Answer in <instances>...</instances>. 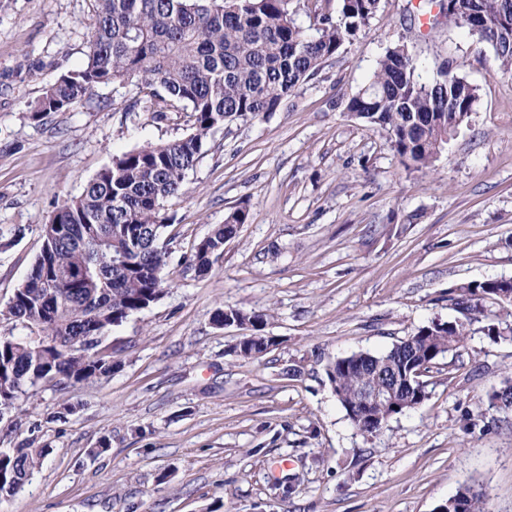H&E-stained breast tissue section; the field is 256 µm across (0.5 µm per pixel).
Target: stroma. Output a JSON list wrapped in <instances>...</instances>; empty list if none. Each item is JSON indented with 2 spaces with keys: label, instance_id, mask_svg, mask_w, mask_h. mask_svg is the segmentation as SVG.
Here are the masks:
<instances>
[{
  "label": "stroma",
  "instance_id": "obj_1",
  "mask_svg": "<svg viewBox=\"0 0 512 512\" xmlns=\"http://www.w3.org/2000/svg\"><path fill=\"white\" fill-rule=\"evenodd\" d=\"M92 0H0V305L39 255L58 201L114 155L182 135L185 112L146 111L134 86L42 121L29 107L85 59ZM406 44L431 80L448 60L479 89L433 168L405 170L349 96ZM170 199L163 298L113 327L109 377L43 385L0 449L42 455L0 512H436L464 485L512 512V413L489 396L512 375V339L474 323L426 376L427 399L358 432L325 368L448 321L455 286L512 278V76L491 49L411 0H380L369 26L274 112L214 132ZM249 218L208 274L185 271L225 215ZM264 312L278 344L258 361L217 309ZM73 412H66V405Z\"/></svg>",
  "mask_w": 512,
  "mask_h": 512
}]
</instances>
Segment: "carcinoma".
<instances>
[{"label":"carcinoma","mask_w":512,"mask_h":512,"mask_svg":"<svg viewBox=\"0 0 512 512\" xmlns=\"http://www.w3.org/2000/svg\"><path fill=\"white\" fill-rule=\"evenodd\" d=\"M95 24L86 38L84 63L61 74L31 105L42 119L92 100L97 88L134 84L148 90L152 112H188L192 124L182 137L112 157L83 193L64 200L42 226L40 255L0 316L21 331L0 336V415L21 409L22 398L51 378L59 383L98 380L112 373V356L79 348L97 341L129 316L165 294L169 251L160 243L171 226L166 203L184 193V178L205 153L216 129L276 111L324 60L355 39L376 15L379 0H339V15L316 10L309 29L297 25L292 0H93ZM433 0L420 10L431 13ZM445 18L488 44L498 72L512 74V0H438ZM495 29L491 39L462 19L472 12ZM408 47L388 49L348 111L387 132L391 150L405 169L434 166L453 134L468 122L478 88L446 65L433 81L421 82ZM244 207L194 247L186 269L208 273L224 244L246 223ZM56 271L73 272L56 283ZM459 316L431 321L383 353H353L335 359L326 375L336 400L360 432L377 434L389 420L427 399L422 377L437 360L460 349L470 326L493 321L487 335H512V287L497 279L471 281L454 289ZM224 324L247 322L248 340L234 346L244 361L263 358L276 346L264 333L268 314L219 310ZM410 376L396 392V404L365 409L363 393L390 386L389 375ZM490 406L512 411V377L489 396ZM41 456L21 448L0 450V497L20 491L38 469ZM444 512H485L484 494L459 487Z\"/></svg>","instance_id":"cac0c4a2"}]
</instances>
